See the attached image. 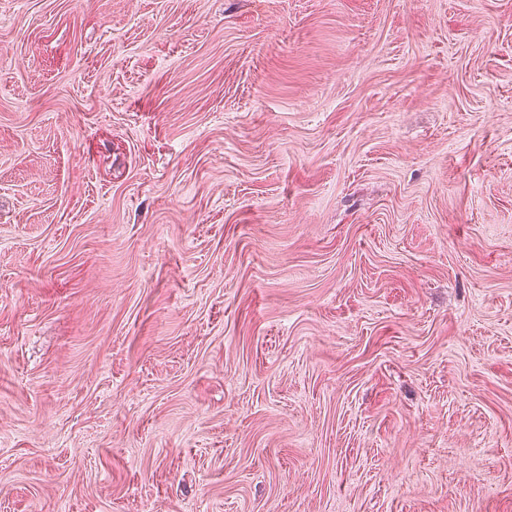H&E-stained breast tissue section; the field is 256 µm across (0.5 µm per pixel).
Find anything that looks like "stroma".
<instances>
[{
	"label": "stroma",
	"instance_id": "1",
	"mask_svg": "<svg viewBox=\"0 0 512 512\" xmlns=\"http://www.w3.org/2000/svg\"><path fill=\"white\" fill-rule=\"evenodd\" d=\"M0 512H512V0H0Z\"/></svg>",
	"mask_w": 512,
	"mask_h": 512
}]
</instances>
